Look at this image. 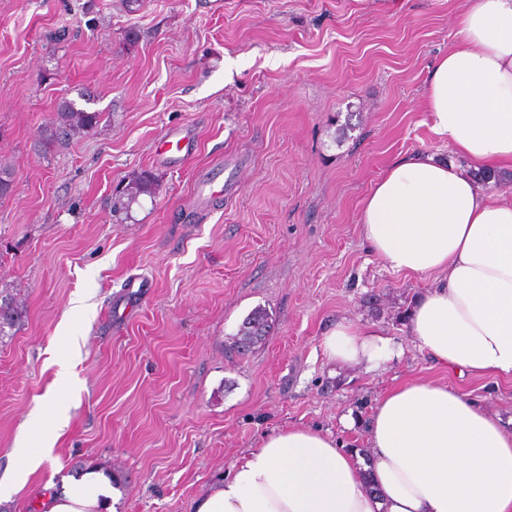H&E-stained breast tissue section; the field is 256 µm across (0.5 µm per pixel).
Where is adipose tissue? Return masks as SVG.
I'll list each match as a JSON object with an SVG mask.
<instances>
[{"label": "adipose tissue", "mask_w": 512, "mask_h": 512, "mask_svg": "<svg viewBox=\"0 0 512 512\" xmlns=\"http://www.w3.org/2000/svg\"><path fill=\"white\" fill-rule=\"evenodd\" d=\"M436 135L468 169L428 152L397 158L372 185L361 234L392 272L430 283L412 302L404 339L374 324L337 323L321 341L327 365L375 373L406 345L471 376L512 378V200L486 194L472 171L512 167V0H465L459 37L428 79ZM68 375L59 371L43 415L22 431L0 499L20 492L49 458L64 421ZM370 467L331 433L295 426L243 452L194 512H512V428L444 383L398 384L365 424ZM112 479L87 468L42 512H112Z\"/></svg>", "instance_id": "adipose-tissue-1"}]
</instances>
